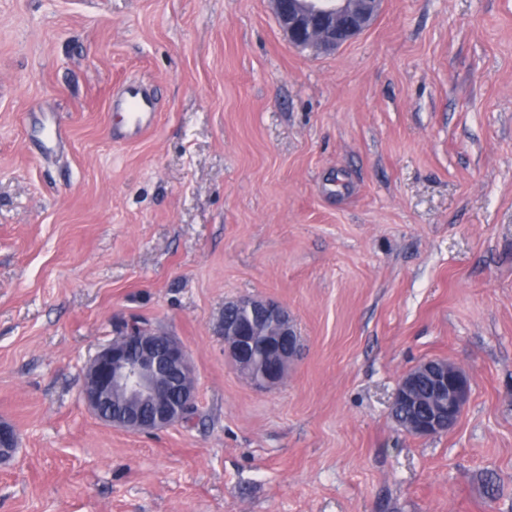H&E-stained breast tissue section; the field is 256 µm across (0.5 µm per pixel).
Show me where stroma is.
Instances as JSON below:
<instances>
[{
    "label": "stroma",
    "mask_w": 512,
    "mask_h": 512,
    "mask_svg": "<svg viewBox=\"0 0 512 512\" xmlns=\"http://www.w3.org/2000/svg\"><path fill=\"white\" fill-rule=\"evenodd\" d=\"M241 296L301 338L270 389L224 355ZM130 317L186 347L191 422L85 407ZM432 358L470 400L412 436L391 402ZM1 421L0 512H512V0H384L321 55L268 0H0ZM114 109L127 113L126 130L128 139H135L151 127L156 116V105L150 91L144 86L128 85L112 99Z\"/></svg>",
    "instance_id": "1"
}]
</instances>
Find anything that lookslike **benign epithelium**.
Here are the masks:
<instances>
[{
    "mask_svg": "<svg viewBox=\"0 0 512 512\" xmlns=\"http://www.w3.org/2000/svg\"><path fill=\"white\" fill-rule=\"evenodd\" d=\"M383 0H270L279 28L288 41L314 53H329L364 32L378 16ZM246 310L250 320H268L277 325L274 336L261 344L250 338L249 331L224 319V351L233 365L248 374L256 351L270 368L258 385H278L297 356L300 338L292 319L280 304L252 297H242L224 304V309ZM431 378L439 395L438 406L414 417L406 432L429 437L454 427L463 415L470 396L468 375L458 366L442 359L426 360L401 378L393 404L414 399L419 376ZM124 386L136 405L110 418L102 416V406L112 386ZM85 405L106 425L132 434H150L183 422L187 411L195 407L194 368L182 343L174 336L157 339L148 324L132 318L119 324V332L103 345L90 360L82 388ZM16 446L14 429L0 424V459Z\"/></svg>",
    "mask_w": 512,
    "mask_h": 512,
    "instance_id": "1",
    "label": "benign epithelium"
}]
</instances>
